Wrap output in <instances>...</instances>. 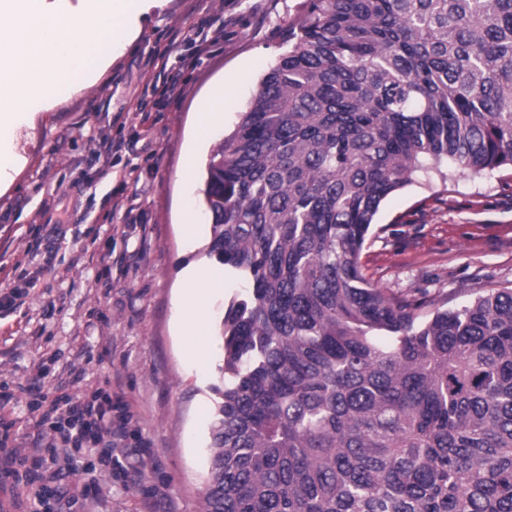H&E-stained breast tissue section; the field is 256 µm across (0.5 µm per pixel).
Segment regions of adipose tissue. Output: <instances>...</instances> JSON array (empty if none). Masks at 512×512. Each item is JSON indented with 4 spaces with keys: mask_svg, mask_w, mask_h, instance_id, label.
Wrapping results in <instances>:
<instances>
[{
    "mask_svg": "<svg viewBox=\"0 0 512 512\" xmlns=\"http://www.w3.org/2000/svg\"><path fill=\"white\" fill-rule=\"evenodd\" d=\"M225 90L224 82H217L197 100L192 133L194 142H207L213 126L223 121ZM218 287L219 282L211 268L191 266L183 274V288L178 304L179 324L186 350L202 360L211 355L215 344L205 333L200 317Z\"/></svg>",
    "mask_w": 512,
    "mask_h": 512,
    "instance_id": "ef3b65f1",
    "label": "adipose tissue"
}]
</instances>
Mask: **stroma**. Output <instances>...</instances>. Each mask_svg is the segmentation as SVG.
Here are the masks:
<instances>
[{
    "instance_id": "1",
    "label": "stroma",
    "mask_w": 512,
    "mask_h": 512,
    "mask_svg": "<svg viewBox=\"0 0 512 512\" xmlns=\"http://www.w3.org/2000/svg\"><path fill=\"white\" fill-rule=\"evenodd\" d=\"M304 0H151L136 40L94 84L15 130L20 167L0 186V417L10 445L39 444L35 405L112 392V469L96 437L46 457L47 512H201L213 385L222 354L185 357L181 272L209 264L182 229L194 104L231 86L224 122L197 150L205 167L285 50ZM201 29L204 43L183 40ZM179 72L167 89L156 64ZM110 139L121 149L99 156ZM366 277L396 294L460 306L512 287V170L454 172L391 194L361 253Z\"/></svg>"
}]
</instances>
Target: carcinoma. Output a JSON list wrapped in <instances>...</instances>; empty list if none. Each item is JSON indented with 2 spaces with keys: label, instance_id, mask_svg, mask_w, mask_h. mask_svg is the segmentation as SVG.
Segmentation results:
<instances>
[{
  "label": "carcinoma",
  "instance_id": "cac0c4a2",
  "mask_svg": "<svg viewBox=\"0 0 512 512\" xmlns=\"http://www.w3.org/2000/svg\"><path fill=\"white\" fill-rule=\"evenodd\" d=\"M200 188L248 292L202 512H512V288L459 308L360 256L381 203L512 168V0H308Z\"/></svg>",
  "mask_w": 512,
  "mask_h": 512
}]
</instances>
